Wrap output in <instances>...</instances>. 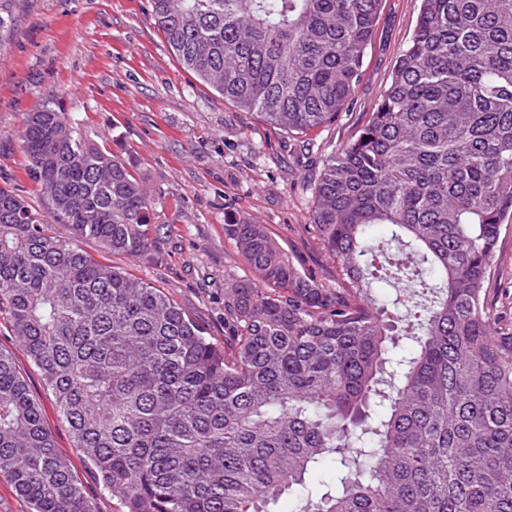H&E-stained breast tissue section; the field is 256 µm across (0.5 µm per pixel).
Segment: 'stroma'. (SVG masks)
I'll list each match as a JSON object with an SVG mask.
<instances>
[{"label": "stroma", "mask_w": 512, "mask_h": 512, "mask_svg": "<svg viewBox=\"0 0 512 512\" xmlns=\"http://www.w3.org/2000/svg\"><path fill=\"white\" fill-rule=\"evenodd\" d=\"M420 0H383L380 26L349 105L305 137L270 127L224 101L179 66L150 15L149 0H17L16 29L0 46V186L41 199L26 173L21 130L27 112L51 103L76 113L82 128L134 158L161 193L157 223L168 231L159 263L113 256L114 265L164 288L216 342L224 340V277L247 268L224 235V215L266 224L288 255L332 277V262L309 227L312 185L324 159L348 141L388 86L419 13ZM492 287L512 304V223L503 230ZM0 348L13 352L42 404L58 450L99 512H120L72 446L41 372L0 321Z\"/></svg>", "instance_id": "35a3bbf8"}]
</instances>
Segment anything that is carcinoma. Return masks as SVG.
Wrapping results in <instances>:
<instances>
[{"label":"carcinoma","mask_w":512,"mask_h":512,"mask_svg":"<svg viewBox=\"0 0 512 512\" xmlns=\"http://www.w3.org/2000/svg\"><path fill=\"white\" fill-rule=\"evenodd\" d=\"M382 2L150 5L184 70L303 134L350 103ZM14 27L0 0V48ZM21 140L46 211L0 187V318L121 512H271L285 494L298 512H512V314L488 288L512 218V0H421L374 112L313 184L336 283L266 225L224 218L252 277L228 278L222 345L106 262L162 260L159 195L134 162L50 104ZM379 225L400 253L387 268ZM328 460L335 484L309 491ZM0 474L31 512H98L1 349Z\"/></svg>","instance_id":"1"}]
</instances>
